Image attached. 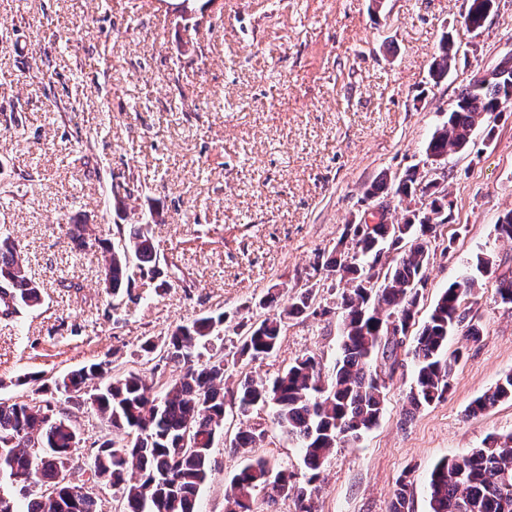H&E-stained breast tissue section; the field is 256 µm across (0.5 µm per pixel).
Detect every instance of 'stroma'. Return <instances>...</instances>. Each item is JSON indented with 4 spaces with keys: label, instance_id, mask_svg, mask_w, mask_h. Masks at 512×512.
I'll return each mask as SVG.
<instances>
[{
    "label": "stroma",
    "instance_id": "stroma-1",
    "mask_svg": "<svg viewBox=\"0 0 512 512\" xmlns=\"http://www.w3.org/2000/svg\"><path fill=\"white\" fill-rule=\"evenodd\" d=\"M466 0H0V225H7L44 286L45 301L18 321H0V398L27 401L38 382L82 364L110 361L157 381L171 366H151L141 343L179 324L223 315L218 338L200 360L228 361V386L270 380L304 354L331 375L341 317L338 283L314 270L347 225L378 212L400 222L410 206L383 193L379 176L398 181L417 169L445 190L452 207L430 244L424 322L444 288L478 253L512 271V243L495 224L512 210V107L486 117L464 151L427 159L425 145L460 88L512 58V0H495L484 26L468 31ZM456 65L442 81L430 69L443 37ZM80 92V109L58 111L62 88ZM134 183L114 197L112 175ZM145 224L162 279L135 278L115 295L100 280L101 249L77 255L67 225L88 224L118 242L119 229ZM73 288L62 287V280ZM279 303L305 290L316 313L287 320L276 354L234 357L248 327L262 319L268 288ZM479 341L464 347L445 400L403 414L413 383L411 355L400 352L376 426L339 444L316 481L318 512H389L409 478L412 512H428L427 484L440 461L512 433V402L472 415L471 403L512 372V304L485 280L471 306ZM269 431L257 448L277 468L306 482L295 441L260 406L242 418L226 406L224 441L198 512H225L229 481L244 463L229 449L242 423Z\"/></svg>",
    "mask_w": 512,
    "mask_h": 512
}]
</instances>
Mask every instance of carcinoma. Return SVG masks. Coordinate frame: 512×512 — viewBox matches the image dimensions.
<instances>
[{"label":"carcinoma","mask_w":512,"mask_h":512,"mask_svg":"<svg viewBox=\"0 0 512 512\" xmlns=\"http://www.w3.org/2000/svg\"><path fill=\"white\" fill-rule=\"evenodd\" d=\"M494 0H468L467 29L483 27ZM446 38L435 56L431 76L448 75L455 55ZM512 105V66L500 76L476 78L462 88L448 113L426 144L425 153L441 159L464 150L484 114ZM400 201L421 195L428 212L404 218L400 224L379 221L362 232L347 225L352 248L335 249L316 267L339 277L343 287L336 307L342 318L340 352L329 379L322 377L316 358L303 355L273 381L248 376L233 391L238 411L246 416L258 404L274 409L275 423L297 441L311 471L306 484L294 474L274 467L267 459L249 455L231 477L226 512H271L280 498H293L296 512H316L317 470L341 443L357 440L380 420L386 404L385 372L379 361L398 363V350L408 346L414 361V379L406 396L405 415L443 400L463 352H448V338L460 335L476 342L480 328L463 302L481 287L477 276H495L496 292L512 304V275L496 274L493 261L476 256L472 271L450 283L434 304L428 319L414 333L416 308L425 288L429 244L437 227L448 222V194L422 184L412 169L393 186ZM67 234L80 252L102 244L90 238L87 225L73 224ZM104 245V244H102ZM105 288L117 294L131 286L138 274L158 277L157 255L149 234L138 228L120 236L118 244L104 245ZM40 284L31 276L20 244L0 230V320L13 321L26 309L42 305ZM314 305L308 289L288 302L274 317L253 323L237 351L255 361L279 349L283 320ZM223 317H201L179 325L161 341L148 338L140 345L147 355H163L176 365L177 376L165 387H155L134 371L112 372L110 362L84 365L51 382L63 398L56 410L50 401L0 399V496L13 500L12 512H99L88 482L122 490L121 512H194L195 496L208 480L211 453L224 423V359L200 362L195 347L222 325ZM106 379L101 386L97 379ZM512 400V373L500 377L493 390L470 405L482 413ZM90 407L110 427L112 436L98 440L86 462L82 484L63 485L60 473L77 455L73 447L80 430L73 410ZM260 424L240 430L230 444L234 452L249 454L265 441ZM27 476L34 488L21 492L13 477ZM429 512H512V434L490 436L484 445L454 459L441 461L428 482ZM263 493L257 500V493ZM390 512H411L410 484L401 480L393 492Z\"/></svg>","instance_id":"carcinoma-1"}]
</instances>
